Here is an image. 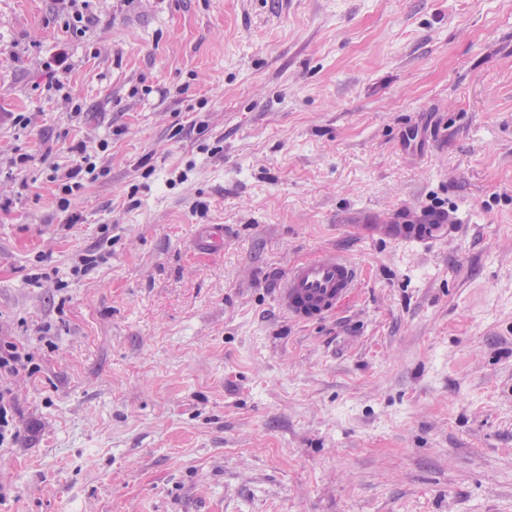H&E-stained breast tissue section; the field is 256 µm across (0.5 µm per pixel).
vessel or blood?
Instances as JSON below:
<instances>
[{
	"instance_id": "vessel-or-blood-1",
	"label": "vessel or blood",
	"mask_w": 512,
	"mask_h": 512,
	"mask_svg": "<svg viewBox=\"0 0 512 512\" xmlns=\"http://www.w3.org/2000/svg\"><path fill=\"white\" fill-rule=\"evenodd\" d=\"M193 245L200 252H215L224 246V227L198 225ZM358 269L344 255L324 251L289 266L277 290V304L289 318L310 323L336 312L358 284Z\"/></svg>"
}]
</instances>
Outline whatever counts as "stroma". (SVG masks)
<instances>
[{
	"label": "stroma",
	"instance_id": "stroma-1",
	"mask_svg": "<svg viewBox=\"0 0 512 512\" xmlns=\"http://www.w3.org/2000/svg\"><path fill=\"white\" fill-rule=\"evenodd\" d=\"M85 13L0 0V162L33 158L0 175V342L36 367L0 376V512H512V0ZM81 141L106 172L63 212ZM324 249L360 285L292 322ZM193 245L200 252H215L224 246V227L220 224H198ZM358 268L344 255L323 251L289 266L277 304L289 318L310 323L336 312L358 284ZM16 398L10 388L0 387V446L15 441L17 431L14 426Z\"/></svg>",
	"mask_w": 512,
	"mask_h": 512
}]
</instances>
